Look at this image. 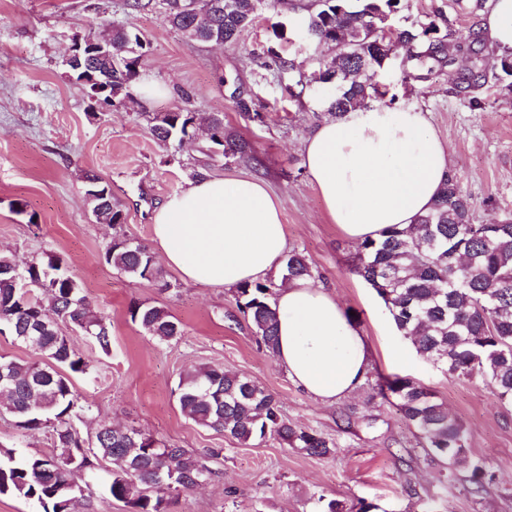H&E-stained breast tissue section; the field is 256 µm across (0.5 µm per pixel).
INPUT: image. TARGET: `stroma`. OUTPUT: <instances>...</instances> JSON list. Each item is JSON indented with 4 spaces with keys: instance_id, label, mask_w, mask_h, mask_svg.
<instances>
[{
    "instance_id": "obj_1",
    "label": "stroma",
    "mask_w": 512,
    "mask_h": 512,
    "mask_svg": "<svg viewBox=\"0 0 512 512\" xmlns=\"http://www.w3.org/2000/svg\"><path fill=\"white\" fill-rule=\"evenodd\" d=\"M309 4L292 0L286 9L264 0L253 25L220 46L190 40L158 11H132L126 0H0V253L21 262L60 256L111 323L107 355L82 333L69 334L93 360L88 373L71 377L86 408L75 423L81 435L103 421L134 426L206 458L212 479L172 495L170 512H322L329 500L345 512H512V406H501L487 382L448 374L418 355L404 365L387 361L388 346L403 337L384 334L388 309L352 271L358 244L329 223L306 175L303 144L324 115L299 90L331 48L277 39L273 26L298 29ZM482 14L476 0H401L390 23L432 21L465 35L477 30ZM111 22L140 33L139 72L166 86V95L109 111L93 106L65 59L91 25ZM272 49L291 60L292 70L266 69ZM499 57L484 46L487 77L475 92L461 82L475 65L466 54L424 76L397 47L378 78L382 104L404 97L425 112L476 223L512 215V77L494 68ZM236 91L253 95L255 112L236 111ZM176 108L223 113L226 128L252 142L253 157L206 152L202 132L159 144L149 115ZM90 171L110 185L123 224L97 222L85 201ZM204 174L258 179L282 200L288 249L307 256L315 282L335 294L371 347V367L354 393L324 402L291 381L258 342L236 289L192 284L167 265L159 280L147 281L106 263L104 248L115 236L153 247L155 211ZM135 305L167 308L181 322L182 338L148 336L131 319ZM202 365L264 386L284 419L332 439L334 455L312 457L271 436L243 444L195 423L181 411L176 388L180 373ZM380 376L430 389L464 423L467 454L490 475L481 491L472 490L467 470L426 454L397 398L378 395Z\"/></svg>"
}]
</instances>
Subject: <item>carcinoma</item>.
<instances>
[{
    "instance_id": "carcinoma-1",
    "label": "carcinoma",
    "mask_w": 512,
    "mask_h": 512,
    "mask_svg": "<svg viewBox=\"0 0 512 512\" xmlns=\"http://www.w3.org/2000/svg\"><path fill=\"white\" fill-rule=\"evenodd\" d=\"M128 0L133 11L156 8L187 38L205 43L213 32L233 43L257 18L263 0ZM400 0H315L300 33L319 44L336 47L335 56L319 60L316 82L332 83L330 114L381 95L375 80L389 59V44L381 31ZM405 47L407 60L418 70L453 65L455 54L475 58L480 50L470 34L455 39L430 22L420 29L393 32ZM112 49L120 51L139 35L122 24L109 26ZM83 82L88 97L108 105L120 96L132 101L130 83L98 85L99 74L69 67ZM156 140H182L196 127L212 131V147L226 157L251 151L243 136L224 128L222 112H191L180 108L152 114ZM86 199L103 224L123 223L112 204L110 187L94 174L86 175ZM472 206L458 180L450 177L433 209L416 223L392 227L379 240L359 243L353 272L377 292L398 330L417 354L459 376L479 377L494 389L503 405H512V220L471 223ZM104 259L116 269L152 280L160 275L159 261L146 246L115 236ZM283 280L313 277L306 255L293 250L283 262ZM258 341L269 353L277 345V313L268 301L270 286L246 283L237 288ZM131 319L150 336L171 342L181 339L182 323L166 308L133 306ZM87 335L94 348L109 354L111 324L96 312L65 262L50 255L22 264L0 253V334H8L40 352L51 363H19L0 357V415L22 433L46 430L52 452L18 457L0 449V496L37 501L42 512H80L88 495L76 478L102 459L112 464L107 494L131 504L133 512H168L170 495L189 491L214 472L186 448L160 441L137 428L114 429L101 422L88 448L73 424L85 407L73 390L69 374L87 373L91 360L70 343L64 328ZM383 396L399 399L403 417L416 429L427 453L443 457L451 467L466 466L470 481L481 488L485 477L479 463L464 452L468 437L463 424L448 415L435 393L409 378L381 377ZM181 410L196 423L246 442L268 435L291 448L316 457L334 452L335 444L312 429L283 420L274 396L251 378L230 369L200 366L182 374L177 385Z\"/></svg>"
}]
</instances>
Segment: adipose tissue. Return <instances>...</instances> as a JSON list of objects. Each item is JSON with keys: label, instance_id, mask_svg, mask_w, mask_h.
<instances>
[{"label": "adipose tissue", "instance_id": "ef3b65f1", "mask_svg": "<svg viewBox=\"0 0 512 512\" xmlns=\"http://www.w3.org/2000/svg\"><path fill=\"white\" fill-rule=\"evenodd\" d=\"M481 30L498 51H512V0H490ZM303 156L329 222L357 242L415 223L452 174L424 112L402 100L324 119L306 138ZM152 230L169 266L211 288L259 280L282 266L287 245L281 201L251 178L189 181L157 209ZM275 308L274 358L289 378L324 401L353 393L371 350L335 295L294 280L280 288Z\"/></svg>", "mask_w": 512, "mask_h": 512}]
</instances>
